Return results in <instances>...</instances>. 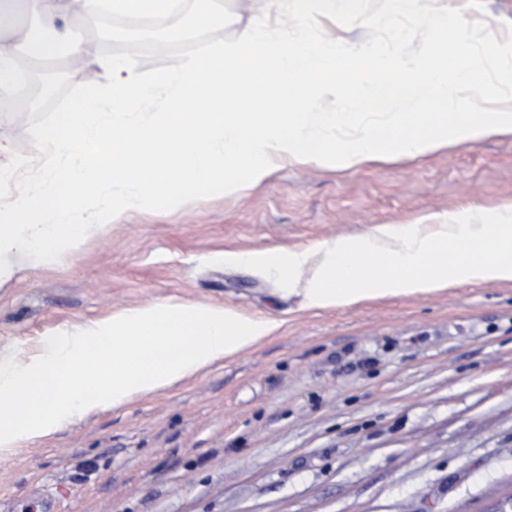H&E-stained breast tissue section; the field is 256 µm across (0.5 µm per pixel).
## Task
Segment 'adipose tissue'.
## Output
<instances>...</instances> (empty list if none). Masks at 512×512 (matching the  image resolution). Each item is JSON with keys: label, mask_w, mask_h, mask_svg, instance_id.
<instances>
[{"label": "adipose tissue", "mask_w": 512, "mask_h": 512, "mask_svg": "<svg viewBox=\"0 0 512 512\" xmlns=\"http://www.w3.org/2000/svg\"><path fill=\"white\" fill-rule=\"evenodd\" d=\"M315 2L311 11L305 0L293 9L288 0H266V14L299 25L344 15L374 31L381 18L422 11V0H382L377 16L357 12L356 0ZM23 3L53 33L34 45L35 58L66 54L88 85L105 91L79 111L54 114L43 132L51 165L15 201L0 203V279L13 272L4 256L31 254L51 264L102 232L105 221L192 187L250 188L278 159L348 170L512 135V46L480 36L460 11L423 24L422 56L391 57L374 39L356 50L327 32L286 43L259 26L215 60L147 78L137 68V42L102 67L67 39L62 21L95 15L96 0ZM161 89L166 114L129 132V117L150 111ZM328 100L347 111H319ZM50 196L61 205H44ZM88 199L96 209L86 216ZM315 254V275L301 285ZM224 262L298 287L308 310L512 282V204L478 220L424 215L412 224H377L312 248L228 251ZM281 326L225 304L160 302L81 331H55L23 359L0 353V452L156 394L267 341Z\"/></svg>", "instance_id": "ef3b65f1"}]
</instances>
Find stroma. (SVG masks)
Masks as SVG:
<instances>
[{
	"instance_id": "obj_1",
	"label": "stroma",
	"mask_w": 512,
	"mask_h": 512,
	"mask_svg": "<svg viewBox=\"0 0 512 512\" xmlns=\"http://www.w3.org/2000/svg\"><path fill=\"white\" fill-rule=\"evenodd\" d=\"M197 5L184 0L167 16V39L138 58L143 75L215 57L265 14L264 0L243 18L236 0H215L223 23L201 27ZM459 9L512 44V0L425 3L429 15ZM419 23L386 21L372 34L339 19L272 32L292 41L325 28L356 47L375 35L401 56L425 52ZM135 34L121 17L108 34L94 18L68 24L70 40L101 59ZM49 73L59 84L33 103ZM95 96L63 58L28 68L20 90L0 91V121L16 132L0 164H46L43 128ZM509 203L512 137H490L345 171L282 163L239 192L156 200L53 264L10 256L1 352L165 300L233 305L284 326L222 365L0 456V510L45 494L60 512H487L512 494V282L314 312L275 278L225 265L224 254L313 247L376 224Z\"/></svg>"
}]
</instances>
